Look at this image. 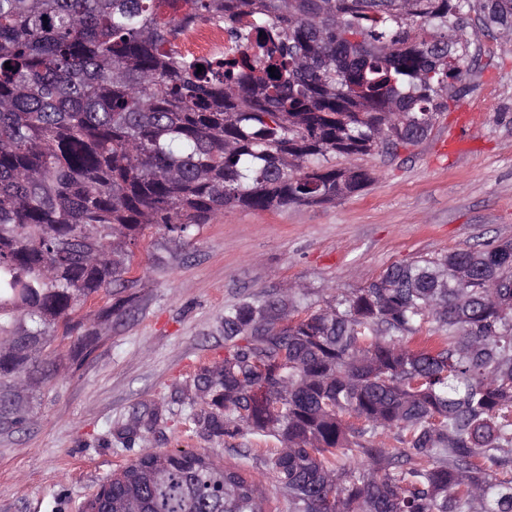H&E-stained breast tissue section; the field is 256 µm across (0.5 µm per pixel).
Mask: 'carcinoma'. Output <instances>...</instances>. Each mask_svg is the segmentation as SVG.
I'll list each match as a JSON object with an SVG mask.
<instances>
[{
  "instance_id": "carcinoma-1",
  "label": "carcinoma",
  "mask_w": 512,
  "mask_h": 512,
  "mask_svg": "<svg viewBox=\"0 0 512 512\" xmlns=\"http://www.w3.org/2000/svg\"><path fill=\"white\" fill-rule=\"evenodd\" d=\"M473 11L512 33V0H0V432L29 423L10 395L59 372L55 342L147 226L334 201L374 173L331 156L426 138ZM213 22L224 50L184 53ZM284 293L224 309L195 387L210 435L273 442L256 461L288 512H512V240L392 264L297 319L305 293ZM266 503L240 465L144 448L83 512Z\"/></svg>"
}]
</instances>
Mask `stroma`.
<instances>
[{"label": "stroma", "instance_id": "1", "mask_svg": "<svg viewBox=\"0 0 512 512\" xmlns=\"http://www.w3.org/2000/svg\"><path fill=\"white\" fill-rule=\"evenodd\" d=\"M449 109L429 135L397 155L357 157L376 174L362 192L276 210L226 208L174 240L147 227L125 286L88 300L81 333L97 338L38 392L25 430L0 434V512H79L139 449L119 437L136 417H155L150 447L193 448L246 464L265 484L271 512L288 503L266 470L193 422L203 410L194 377L224 359V309L246 294L300 284L310 302L376 278L388 266L483 241L512 239V40L480 37Z\"/></svg>", "mask_w": 512, "mask_h": 512}]
</instances>
